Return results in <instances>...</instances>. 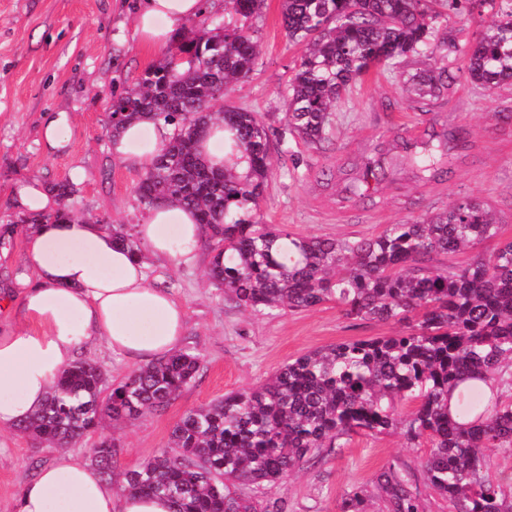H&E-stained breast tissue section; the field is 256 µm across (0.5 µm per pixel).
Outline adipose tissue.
Returning <instances> with one entry per match:
<instances>
[{"label": "adipose tissue", "mask_w": 512, "mask_h": 512, "mask_svg": "<svg viewBox=\"0 0 512 512\" xmlns=\"http://www.w3.org/2000/svg\"><path fill=\"white\" fill-rule=\"evenodd\" d=\"M205 0H141L135 32L141 43L166 50L173 35L204 11ZM172 129L160 121L126 124L111 140L113 157L147 171L166 148ZM197 149L213 167L234 159L224 124L209 123ZM142 253L115 241L97 222L71 217L29 225L25 262L34 270L20 297L26 327L0 330V432L27 420L45 402L61 371L82 349L102 341L136 365L170 355L186 329L183 308L154 284L148 259L192 261L204 237L195 211L163 200L135 228ZM16 512H173L161 495L118 494L111 481L74 453L63 450L20 489Z\"/></svg>", "instance_id": "adipose-tissue-1"}]
</instances>
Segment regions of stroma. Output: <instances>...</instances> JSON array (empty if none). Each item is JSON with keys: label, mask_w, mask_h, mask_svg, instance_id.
<instances>
[{"label": "stroma", "mask_w": 512, "mask_h": 512, "mask_svg": "<svg viewBox=\"0 0 512 512\" xmlns=\"http://www.w3.org/2000/svg\"><path fill=\"white\" fill-rule=\"evenodd\" d=\"M136 0H0V225L13 220L15 185H45L72 179L74 208L85 217L135 225L146 215L131 194L138 171L114 159L109 102L113 91L132 84L160 54L135 35ZM488 14L444 15L440 28L454 39L447 56L414 57L380 74H370L338 105L330 145L316 150L283 143L279 134L286 111L285 89L299 49L282 25L279 0H266L252 22L259 56L251 77L236 86L231 106L260 115L270 128L273 177L260 203V221L306 237H372L385 225L425 219L455 201L475 197L486 203L501 231L486 249L512 241V87L493 92L466 81L464 53ZM447 68L451 81L435 98L420 99L405 78L419 69ZM67 112L70 146L49 151L42 140L43 117ZM462 133L464 149L453 156L448 180L427 182L407 166L376 185L368 200L347 199L346 188L367 155L391 158L403 146L421 145L442 133ZM25 234L0 244V325H22L18 299L33 276L24 261ZM208 250L176 267L151 261L150 276L185 309L182 347L200 354L201 369L166 409L129 423L105 420L70 450L85 456L100 434L121 446L117 467L136 468L168 443L175 423L189 410L250 388L280 366L310 351L347 341L390 336L393 322L355 321L335 304L299 310L253 312L224 300L207 279ZM427 445L411 446L402 433L355 435L341 448L309 462L286 484L257 489L260 499L278 502L283 512H339L344 493L359 486L369 512H385L374 485L376 472L390 463L404 465L420 491L423 512H448V503L427 485L420 460ZM56 448L27 436L0 433V512H15L21 486L49 463Z\"/></svg>", "instance_id": "35a3bbf8"}]
</instances>
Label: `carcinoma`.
<instances>
[{"label": "carcinoma", "mask_w": 512, "mask_h": 512, "mask_svg": "<svg viewBox=\"0 0 512 512\" xmlns=\"http://www.w3.org/2000/svg\"><path fill=\"white\" fill-rule=\"evenodd\" d=\"M288 39L300 48L288 81L281 138L319 148L332 114L350 89L374 68L386 70L418 55L433 56L451 41L436 38L443 14L492 10L465 54L464 74L475 86L512 85V0H281ZM265 0H224V15L192 19L170 49L136 84L112 93V131L149 116L173 129L156 164L133 188L149 209L171 198L194 208L204 244L214 253L207 271L224 299L245 310H306L333 302L355 320L405 324L393 336L333 345L280 367L262 384L231 391L188 411L165 449L121 472L130 494L163 495L174 512H281L239 490L284 484L304 464L341 447L353 434L401 430L411 445L427 443L421 466L430 487L452 512H512L489 474L486 448L512 453V241L485 251L498 235L485 204L464 198L416 224H387L374 237L299 236L259 223L272 175L266 122L254 112L226 108L233 87L250 77L258 58L251 34ZM181 56L174 62L173 54ZM441 68L409 75L415 96L436 97L447 86ZM215 118L235 131L247 156L241 174L211 168L197 137ZM439 146L426 144L416 165L429 180L452 173ZM386 177L370 160L354 194ZM53 214L22 215L21 224L63 221L73 215V185L52 186ZM117 239L136 251L125 224ZM471 250L463 269L434 267L437 256ZM200 355L176 354L134 369L115 383L90 359L69 365L52 392L19 431L67 446L106 417L128 422L168 405L196 377ZM457 393L454 406L448 398ZM413 408L403 411L405 405ZM102 474L115 476V440L87 449ZM386 512H420L417 493L396 465L373 477ZM340 512H367L364 491L344 494Z\"/></svg>", "instance_id": "obj_1"}]
</instances>
